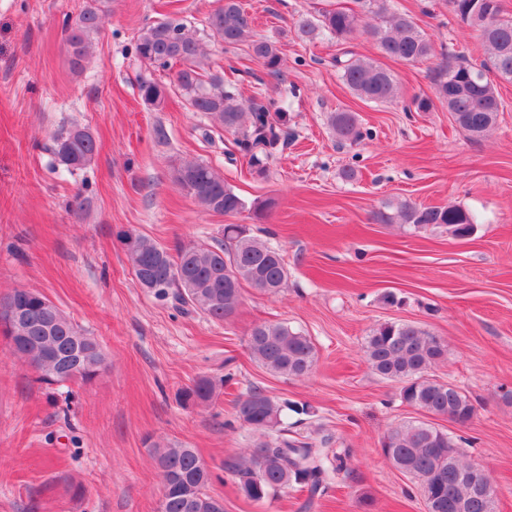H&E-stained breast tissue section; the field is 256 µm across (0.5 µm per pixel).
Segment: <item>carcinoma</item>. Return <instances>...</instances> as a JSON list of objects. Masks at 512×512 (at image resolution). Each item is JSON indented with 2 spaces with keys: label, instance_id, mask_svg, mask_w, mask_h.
Segmentation results:
<instances>
[{
  "label": "carcinoma",
  "instance_id": "1",
  "mask_svg": "<svg viewBox=\"0 0 512 512\" xmlns=\"http://www.w3.org/2000/svg\"><path fill=\"white\" fill-rule=\"evenodd\" d=\"M102 0H88L73 18L64 22V36L73 70L87 62L92 39L104 24ZM357 9L323 8L315 16H299L294 27L303 41L328 33L338 41L363 31L382 57L405 63L425 62L435 56V44L413 17L393 10L391 0H355ZM454 14L479 29L485 60L472 66L459 59L440 65L434 76V97L411 99L417 112H428L434 102L448 107L453 123L473 140L481 138L497 122L502 101L488 73L512 80V18L504 15L502 0H449ZM208 27L226 46L247 44L252 56L268 74L281 78L282 57L277 45L256 36L250 16L239 0H224L210 17ZM136 57L154 69L180 65L174 88L196 112L210 115L231 136L232 148L248 157L251 170L261 176L269 160L288 141L286 113L272 109L262 95L244 105L236 88L224 78L201 68V39L186 24L160 21L144 27L138 35ZM334 63L342 81L361 98L383 102L397 92L394 75L378 61L345 50ZM139 91L147 103L159 104L166 88L151 78L139 80ZM330 124L342 141L358 143L364 137L353 112L331 113ZM48 151L52 168L69 172L86 167L96 151L91 132L79 125L56 133ZM176 184L206 211L237 215L251 211L246 201L205 163H188L175 170ZM397 217L416 229L445 225L455 237L473 232L475 216L460 207H422L408 201L397 203ZM134 274L140 285H150L154 297L181 312L199 310L215 322L233 316L242 304L244 286L262 285L273 295L288 286V268L279 252L253 235L247 224L224 225V239L213 244H178L174 251L143 237L123 238ZM14 300L22 309L20 321L8 322L0 312V334L16 337L14 354L24 358L34 350H52L57 359L36 369L35 382L51 388L69 379L59 363L81 360L76 378L91 381L105 368V356L96 340L87 335L61 308L40 292L16 288L0 297V308ZM251 355L267 370L283 377H304L313 370L317 357L310 339L284 322L261 323L248 333ZM370 369L379 376L403 383L401 399L409 406L457 424L469 423L476 407L461 388L427 375L442 362L447 348L437 337L413 323H383L372 329L362 346ZM218 384L200 376L182 393L185 402L211 403ZM235 421L258 435L247 454L224 459L221 469L237 488L256 503L291 488L308 500L329 484L325 466L327 440L290 434L288 412L308 415L311 407L251 387L232 400ZM459 447L457 439L429 422L411 421L391 427L382 440V453L401 472L419 485L430 512H495L496 490L484 495L460 478L473 467L457 452L455 469H448V449ZM153 459L169 485L161 492L159 512H224V500L208 493L215 478L210 464L181 443L153 445Z\"/></svg>",
  "mask_w": 512,
  "mask_h": 512
}]
</instances>
